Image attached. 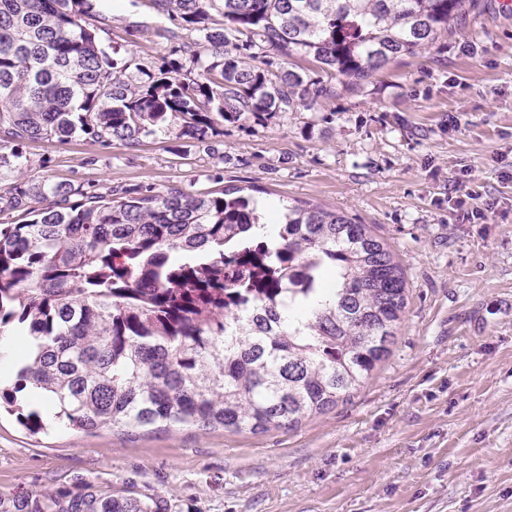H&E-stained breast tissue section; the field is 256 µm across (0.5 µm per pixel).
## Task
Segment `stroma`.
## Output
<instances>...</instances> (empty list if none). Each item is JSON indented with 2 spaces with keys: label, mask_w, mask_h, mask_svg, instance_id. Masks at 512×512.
<instances>
[{
  "label": "stroma",
  "mask_w": 512,
  "mask_h": 512,
  "mask_svg": "<svg viewBox=\"0 0 512 512\" xmlns=\"http://www.w3.org/2000/svg\"><path fill=\"white\" fill-rule=\"evenodd\" d=\"M398 57L358 91L265 124L228 123L210 147L27 142L32 183L241 188L370 225L400 263L407 306L388 357L347 400L264 433L198 426L30 434L0 415V497L94 488L164 512H512V14L497 0ZM102 46L159 69L202 49L155 0H96ZM472 188L484 220L451 203Z\"/></svg>",
  "instance_id": "obj_1"
}]
</instances>
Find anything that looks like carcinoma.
I'll return each mask as SVG.
<instances>
[{"label": "carcinoma", "mask_w": 512, "mask_h": 512, "mask_svg": "<svg viewBox=\"0 0 512 512\" xmlns=\"http://www.w3.org/2000/svg\"><path fill=\"white\" fill-rule=\"evenodd\" d=\"M204 33L191 66L173 58L140 77L100 46L94 0H0V339L30 337L0 404L45 430L16 394L34 389L75 430L202 426L291 428L357 390L385 360L406 279L366 224L290 206L268 241L251 199L225 189L129 187L86 195L23 177L24 143L84 136L127 147L158 133L189 146L226 122L264 123L356 88L414 56L477 0H156ZM224 18L208 25L212 14ZM312 58L321 75L284 67ZM282 64L274 66V58ZM31 198L41 200L27 208ZM336 277V299L316 295ZM0 512H162L161 500L84 488L0 499Z\"/></svg>", "instance_id": "1"}]
</instances>
